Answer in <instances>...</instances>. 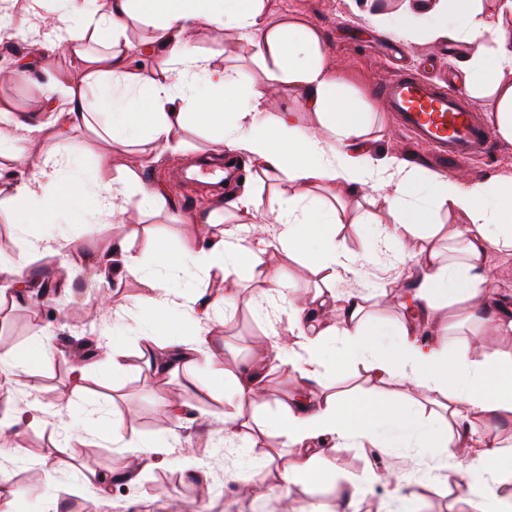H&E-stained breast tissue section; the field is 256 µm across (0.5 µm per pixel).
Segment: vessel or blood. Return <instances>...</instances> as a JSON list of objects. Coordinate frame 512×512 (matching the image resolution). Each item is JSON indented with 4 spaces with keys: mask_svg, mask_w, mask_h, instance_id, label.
I'll use <instances>...</instances> for the list:
<instances>
[{
    "mask_svg": "<svg viewBox=\"0 0 512 512\" xmlns=\"http://www.w3.org/2000/svg\"><path fill=\"white\" fill-rule=\"evenodd\" d=\"M378 95L400 126L432 147L441 160L462 163L487 146V128L459 93L399 70L379 87Z\"/></svg>",
    "mask_w": 512,
    "mask_h": 512,
    "instance_id": "b4317fda",
    "label": "vessel or blood"
}]
</instances>
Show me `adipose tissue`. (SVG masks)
<instances>
[{
	"label": "adipose tissue",
	"instance_id": "adipose-tissue-1",
	"mask_svg": "<svg viewBox=\"0 0 512 512\" xmlns=\"http://www.w3.org/2000/svg\"><path fill=\"white\" fill-rule=\"evenodd\" d=\"M43 0H28L41 34L31 40L33 52L49 56L67 51L78 63L79 78L47 74L45 95L54 105L46 125L57 139L88 130L112 151L137 147L144 157L176 159L188 125L208 129L213 143L245 155L267 177L287 175L303 186L298 195L273 196L270 201L251 192L230 193L213 208H202L195 221L213 225L220 214L266 209L279 231L267 236L263 225L243 224L206 234L180 252L154 244V267L127 249L119 251V266L152 295L141 302L149 322L138 340L145 349L156 346L160 334L175 329L173 314H187L191 335L182 339L168 365L172 370L194 363L207 351L206 332L222 307L220 300L199 306L176 301L171 289L159 286L154 273L162 268L186 281L198 273L251 279L263 277L270 291L282 292L291 282L265 262L268 250L282 249L302 256L324 286L310 301L313 308L336 310L333 323L319 330L304 326L297 303H288L287 334H275L279 369L316 385V394L295 392L278 399V414L268 429L284 438L288 463L274 467L282 485L315 490L323 474L319 468L322 445L346 448L356 440L380 448H417L435 455H452L467 464L465 487L478 512H512V496L499 494L512 484V466L497 441L476 442V430L463 426L457 408L491 416H512V354L478 343L455 344L438 329L434 341L422 340L412 323L376 322L364 313L362 297H342L333 285L357 278L363 267L336 238V202L310 196V187L325 191L342 186H365L380 191L394 218L390 228L376 231L380 256L403 262L421 255V274L414 287L398 292L402 303L416 314L444 308L452 323L478 320L501 336L512 335V289L490 287L486 276L489 257L512 250V178L469 182L439 173H424L392 155L374 154L365 144L373 121L371 105L340 79L321 32L284 13L269 17L264 0H105L103 10L90 9L85 0H58L55 15L42 12ZM370 18L393 39L414 43L457 42L455 80L469 96L486 100L498 137L512 143V0H502L489 11L483 0H414L406 10L391 13L385 0H364ZM153 26L148 47L157 56L147 71L134 67L128 33L135 24ZM233 30L260 81L246 82L242 72L226 68L204 53L193 38L201 26ZM103 43L99 56L85 50L86 41ZM294 95L315 124L302 126L296 112L276 105L274 96ZM35 127L0 106V156L13 168H0V193L17 204L20 228L34 224H112L124 213L122 200L131 188L140 189L145 213L171 208L165 190L144 185L137 170L121 166L114 176L82 171L80 159L66 148L54 147L31 177L17 176L27 167L22 147ZM463 214L466 224L445 232L439 212ZM426 241L413 253L408 241ZM451 238L455 248L442 249ZM333 352L337 366L361 365L369 376L400 383L401 400L381 402L360 395L341 396L322 370L323 355ZM53 339L35 337L20 352L0 355V367L22 370L30 388H37V366L56 354ZM438 407L426 415V405Z\"/></svg>",
	"mask_w": 512,
	"mask_h": 512
}]
</instances>
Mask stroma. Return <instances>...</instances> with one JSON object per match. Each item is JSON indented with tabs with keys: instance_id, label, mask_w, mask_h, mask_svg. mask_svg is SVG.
I'll return each mask as SVG.
<instances>
[{
	"instance_id": "1",
	"label": "stroma",
	"mask_w": 512,
	"mask_h": 512,
	"mask_svg": "<svg viewBox=\"0 0 512 512\" xmlns=\"http://www.w3.org/2000/svg\"><path fill=\"white\" fill-rule=\"evenodd\" d=\"M270 15L284 11L298 13L307 23L321 29L326 49L338 66L341 78L369 102L377 100V86L389 78L394 68L389 49L394 39L378 29L365 12H354L348 0H266ZM34 25L25 0L0 12V66L19 62L32 71L46 68L57 75L76 73L72 56L28 59L23 50ZM198 47L214 54L225 65L240 68L246 77L257 69L247 59L235 33L230 30L201 29ZM410 65L420 68L422 76L451 88L448 70L455 54L448 47L427 40L404 46ZM0 100L9 102L17 114L38 113L44 91L37 80L0 82ZM186 149L179 162H151L136 148L112 155L113 165H124L140 172L145 184L165 182L176 207L147 216L141 211L139 191H130L123 202V222L110 230L97 224H44L20 231L12 203L0 196V252L31 254L24 278L34 282L58 279L67 289H56L52 299L32 305L21 301L0 309V354L24 349L40 332L49 333L59 347V354L41 367L38 390H31L21 372L0 373V413L8 411L20 421L15 447L0 450V478H9L15 487L18 512H55L59 502L69 503L72 512H122L131 503L150 512H272L279 500L274 487L275 473L260 462L266 450H288L275 434L258 436L255 463H244L236 448L224 443V422L237 411L225 398L222 387L213 383L215 368L229 372L259 365L267 368L266 396L253 406L258 418L276 412L275 395H287L304 389V382L274 370L276 352L269 338L271 330H285L287 316L275 294L268 292L260 279L243 281L235 277H203L200 286L207 294L232 298L223 309L221 321L208 332L214 354L213 362L198 361L191 375L173 376L147 366L131 335L141 318L137 303L144 290L132 277L122 278L118 292L125 307L119 313L106 312L98 299V283L104 273L102 257L113 244H123L130 252L149 256L153 241H163L173 253L179 252L197 235L193 221L198 206L207 198L220 196L219 187L183 178L184 169L200 162L202 153L213 145L195 128L184 133ZM366 144L380 155H398L424 172L462 176L476 182L503 174H512V144L491 137L485 153L462 164L442 163L432 149L416 142L402 131L385 111L377 112ZM344 204L337 218L336 234L356 258H364L372 248V239L362 212H369L379 226H388L392 217L377 191H369V203L359 204L347 189L336 191ZM266 262L295 285L294 295L308 299L322 281L299 257L283 251H271ZM419 272L416 260L401 264L381 258L364 267L362 279L336 282L337 294L348 296L376 291L368 313L372 319L394 322L404 317L392 291L393 283H410ZM124 348L125 370L117 378L101 383L82 382L76 372L77 362L103 369L107 343ZM335 386L345 391L358 389L366 395L391 398L401 392L399 384L370 378L361 366H351L335 375ZM177 396L197 415L203 426L191 423L177 426L168 399ZM101 407L122 422V445L100 440L84 430V417L92 407ZM148 439L159 440L162 450L150 466L141 468L136 482L101 486V471L122 472L129 464L130 448ZM74 444L76 454L64 452L65 444ZM25 456H18V449ZM413 463L406 470L411 489L421 512H475L462 482V469L452 457H434L414 448L381 451L367 441L354 447L326 453L321 466L329 478L314 492L289 485L290 512H308L318 504L333 512L342 489L353 484L365 486L359 512H392V487L374 482L375 474L392 470L396 459ZM205 468L207 478L220 482L223 495L210 497L207 504L196 498L198 485L188 476L189 467Z\"/></svg>"
}]
</instances>
